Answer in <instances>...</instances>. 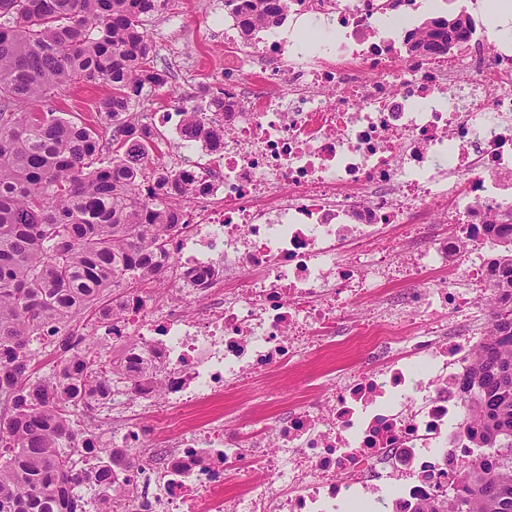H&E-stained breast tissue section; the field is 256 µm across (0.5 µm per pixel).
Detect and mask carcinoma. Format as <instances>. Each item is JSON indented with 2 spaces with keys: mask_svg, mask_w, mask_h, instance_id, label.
Here are the masks:
<instances>
[{
  "mask_svg": "<svg viewBox=\"0 0 512 512\" xmlns=\"http://www.w3.org/2000/svg\"><path fill=\"white\" fill-rule=\"evenodd\" d=\"M239 3L240 32L283 24L288 0ZM167 0H0V512H79L71 458L62 448L83 431L78 407L112 393L122 365L105 369L67 344L76 318L117 314L111 289L136 294L159 279L160 259L181 228L173 197L192 189L164 171L158 137L136 111L165 84L147 22ZM445 17L422 24L425 41L406 51H448ZM100 80L110 92L95 119L75 121L47 107L59 92ZM112 156L101 158L103 131ZM500 296L489 331L462 378L476 451L452 495L398 499L396 512H512V253L494 261ZM64 353L51 378L33 375L34 345ZM95 479L129 459L99 449Z\"/></svg>",
  "mask_w": 512,
  "mask_h": 512,
  "instance_id": "1",
  "label": "carcinoma"
}]
</instances>
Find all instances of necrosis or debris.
Here are the masks:
<instances>
[{"label": "necrosis or debris", "mask_w": 512, "mask_h": 512, "mask_svg": "<svg viewBox=\"0 0 512 512\" xmlns=\"http://www.w3.org/2000/svg\"><path fill=\"white\" fill-rule=\"evenodd\" d=\"M417 0H289L333 37L305 51L224 29V109L165 167L195 187L160 298L125 296L104 333L136 337L152 381L79 408L95 447L152 466L121 472L129 512H336L338 500L449 493L469 460L459 392L487 334L473 318L495 289L492 248L512 242V43L469 33L445 54H401L423 37ZM432 224L456 233L430 236ZM351 241L349 258L338 242ZM409 290H397L400 282ZM356 301L361 321L346 324ZM390 353L340 369L285 418L238 429L224 399L337 337Z\"/></svg>", "instance_id": "1"}]
</instances>
